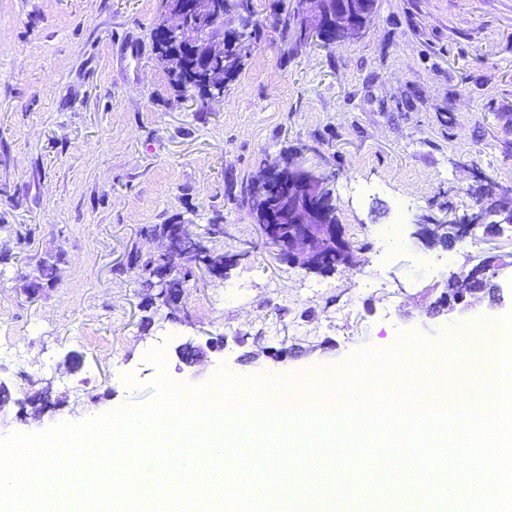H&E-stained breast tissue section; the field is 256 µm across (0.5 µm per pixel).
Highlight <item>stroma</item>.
I'll return each mask as SVG.
<instances>
[{
    "instance_id": "obj_1",
    "label": "stroma",
    "mask_w": 512,
    "mask_h": 512,
    "mask_svg": "<svg viewBox=\"0 0 512 512\" xmlns=\"http://www.w3.org/2000/svg\"><path fill=\"white\" fill-rule=\"evenodd\" d=\"M162 0H0V225L26 235L0 274V437L80 423L158 396L168 379L330 377L351 355L420 334L463 356L471 328L512 315V226L441 245L426 214L512 204V0H376L364 35L297 55L274 28L222 101L199 113L156 63ZM288 152L327 171L358 262L309 272L276 261L245 209L243 178ZM234 263L190 281L176 321L142 328L131 249L150 224L203 231L213 211ZM58 280L20 292L45 253ZM497 276L463 314H435L445 281ZM216 347L193 365L176 349ZM51 387L58 405L23 418Z\"/></svg>"
}]
</instances>
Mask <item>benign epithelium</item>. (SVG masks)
<instances>
[{"mask_svg":"<svg viewBox=\"0 0 512 512\" xmlns=\"http://www.w3.org/2000/svg\"><path fill=\"white\" fill-rule=\"evenodd\" d=\"M346 2L300 0L304 15L302 35L306 41L332 47L360 38L367 29L370 13L348 8ZM232 14L240 15L235 0H176L175 6L155 23V31L167 46L163 60H175L185 70L188 63L181 49H205L209 69L202 95L198 97L205 105L224 99V82L233 74L224 66V47L238 46L245 40L243 26L226 23ZM257 184L268 193L267 210L261 214L263 223L259 229L284 262L315 271L336 249L350 251V246L337 234L336 224L330 222L338 212L330 176L292 161L286 166L278 161L261 172ZM492 216L499 224H512V213L494 205L480 209L464 221L446 215H424L416 225L415 237L463 240ZM279 224L288 225V236L278 234ZM486 270L488 266L482 264L451 275L452 288L441 295L437 309H457L461 313L469 310V298L479 292L475 285L487 280ZM167 275L165 271L154 277L150 288L153 300L161 308L165 307Z\"/></svg>","mask_w":512,"mask_h":512,"instance_id":"7a95c632","label":"benign epithelium"}]
</instances>
